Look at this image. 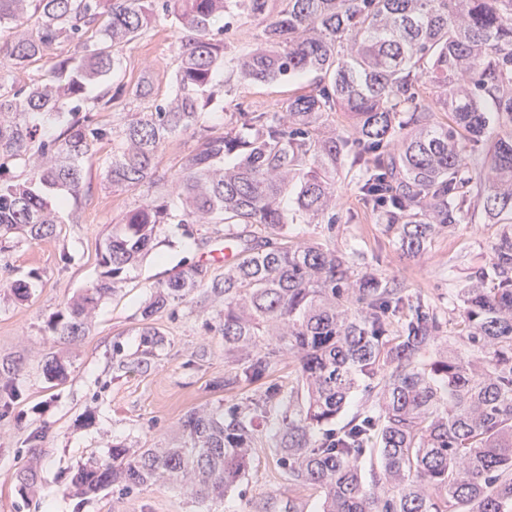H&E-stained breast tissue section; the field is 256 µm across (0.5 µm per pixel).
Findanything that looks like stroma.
I'll return each mask as SVG.
<instances>
[{
    "mask_svg": "<svg viewBox=\"0 0 512 512\" xmlns=\"http://www.w3.org/2000/svg\"><path fill=\"white\" fill-rule=\"evenodd\" d=\"M179 32L158 26L125 48L108 78L113 88L150 78L157 98L171 85ZM238 84L223 107L207 117L214 131L224 129L226 113L237 107L273 108L309 84ZM112 143L93 148L86 165L88 191L62 211L55 236L39 241L15 238L0 245V279L25 281L27 300L0 292V396H11L0 416V512H253L276 495L277 507L290 496L285 475L270 450H259L239 485L224 500L202 502L188 489L147 485L130 492L108 489L93 497L76 495L71 481L82 468L109 460L113 446L171 448L190 410L212 411L244 402L260 385L228 388L232 358L224 350L218 309L209 290L192 294L174 311H162L154 325L161 342L148 343L140 310L159 282L189 263L208 258L224 227L212 224L185 231L164 225L151 252L130 267L115 293L103 297L88 332L59 338L55 327L68 316L73 299L95 286L101 274L100 247L113 224L158 187L114 191L106 180ZM355 170L344 167L336 183L342 210L335 231L323 224H297V237L331 238L338 250L373 258L379 276L400 282L437 308L445 335H453L457 313L449 298L454 288L488 263L498 227L476 218L439 234L427 252L405 258L393 236L356 195ZM66 366L63 381L49 383L48 356Z\"/></svg>",
    "mask_w": 512,
    "mask_h": 512,
    "instance_id": "stroma-1",
    "label": "stroma"
}]
</instances>
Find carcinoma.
Here are the masks:
<instances>
[{"label":"carcinoma","mask_w":512,"mask_h":512,"mask_svg":"<svg viewBox=\"0 0 512 512\" xmlns=\"http://www.w3.org/2000/svg\"><path fill=\"white\" fill-rule=\"evenodd\" d=\"M233 15L265 26L228 58L221 35ZM166 21L182 33L170 95L154 99L148 81L112 93L119 52ZM5 24L0 54L17 69L59 44L75 50L29 85L0 82V239L53 235L103 140L115 142L112 190L163 187L112 225L103 283L69 305L60 335H85L89 311L162 225L222 224L238 259L222 276L199 261L179 269L142 321L210 289L224 298V350L241 353L224 385H265L226 411L187 413L178 448L112 447L110 460L79 470L75 493L183 482L221 500L266 426L288 485L319 494L322 512H512V0H0ZM222 68L239 83L315 81L273 111L237 109L215 133L205 116L230 92L215 81ZM92 83L102 88L89 99ZM130 101L150 105L127 112ZM113 110L119 124L99 123ZM337 112L351 135L326 129ZM48 121L59 135L46 136ZM190 130L180 169L159 175L163 144ZM346 156L363 205L407 257L478 212L499 225L488 266L453 295L456 335H442L421 297L292 235L293 224L334 227ZM17 165L30 176L10 177ZM284 352L296 361L289 389L267 383ZM360 391L370 408L320 434Z\"/></svg>","instance_id":"cac0c4a2"}]
</instances>
